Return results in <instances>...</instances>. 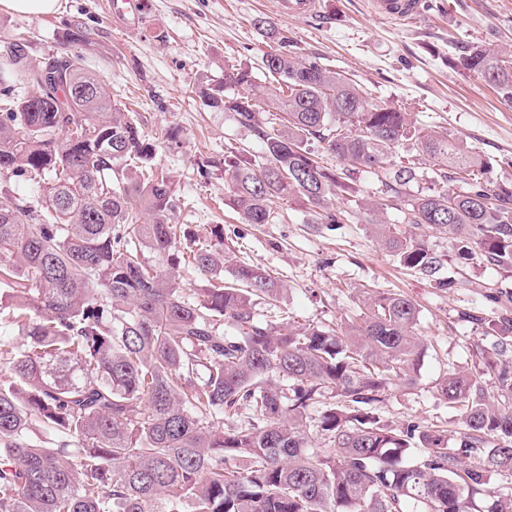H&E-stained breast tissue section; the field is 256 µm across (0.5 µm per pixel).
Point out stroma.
I'll return each mask as SVG.
<instances>
[{
	"instance_id": "stroma-1",
	"label": "stroma",
	"mask_w": 512,
	"mask_h": 512,
	"mask_svg": "<svg viewBox=\"0 0 512 512\" xmlns=\"http://www.w3.org/2000/svg\"><path fill=\"white\" fill-rule=\"evenodd\" d=\"M133 29L115 26L111 0H61L57 14L35 16L0 11V43L22 34L32 60L61 48L83 56L112 90V102L136 113L156 160L174 183L175 224L190 225L208 237L224 228V242L238 259L263 267L288 291L279 306L258 301L259 320L329 326L352 322L358 312L356 289L391 291L409 297L420 311L418 334L424 345L416 385L391 388L376 407L382 424L393 428L414 421L456 434L457 411L434 388L439 374L463 368L496 397L495 373L488 365L498 343L473 321L487 312L489 298L512 308V272L481 254L458 262L444 236L427 232L441 256V276L449 287L405 268L380 246L370 218L355 198L376 194L373 175L358 173L355 194L337 192L329 203L340 224H313L291 198L276 200L274 224H245L229 206L224 190V154L243 148L257 154L261 143L242 128L234 113L205 108L194 90L223 77L228 65L251 68L250 98L271 110L266 91L273 78L262 57L273 42L254 26L266 18L290 41L294 54L314 59L352 80L368 100L413 113L423 125L445 128L476 149L490 165L494 182L512 184V103L485 81L454 67L462 48L475 42L497 44L512 56V0H426L417 22L393 23L376 16L369 0H324L322 21L279 17L269 0H147ZM80 30L81 41L67 35ZM180 129L179 143L167 140Z\"/></svg>"
}]
</instances>
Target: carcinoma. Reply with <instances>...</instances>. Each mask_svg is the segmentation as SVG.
Listing matches in <instances>:
<instances>
[{
    "instance_id": "cac0c4a2",
    "label": "carcinoma",
    "mask_w": 512,
    "mask_h": 512,
    "mask_svg": "<svg viewBox=\"0 0 512 512\" xmlns=\"http://www.w3.org/2000/svg\"><path fill=\"white\" fill-rule=\"evenodd\" d=\"M255 26L278 41L262 58L276 121L233 93L252 83L247 67L226 66L198 90L262 142L259 156H224L243 223H276L274 199L286 195L334 224L331 195L353 192L348 179L362 171L381 202L355 204L405 267L433 277L442 260L423 236L389 231L385 202L448 236L458 259L478 249L512 270V186L489 180L467 143L372 104L286 51L265 19ZM456 67L512 103V59L494 45H469ZM407 143L417 154H401ZM324 152L340 170L321 164ZM154 158L135 115L112 105L83 57L36 63L27 40L4 43L0 174L31 193L0 204V284L11 292L0 329L27 340L19 348L0 336V512H470L488 475L512 470L511 359L492 363L498 403L464 370L435 380L460 412V438L382 424L375 410L389 388L417 381L416 304L365 291L355 324L256 321L252 298L275 307L287 288L236 259L222 231L201 241L170 223L174 189ZM425 160L439 172L426 188ZM143 213L152 223H139ZM182 265L204 287H185ZM487 333L512 338V314L488 320ZM315 406L320 446L307 431Z\"/></svg>"
}]
</instances>
